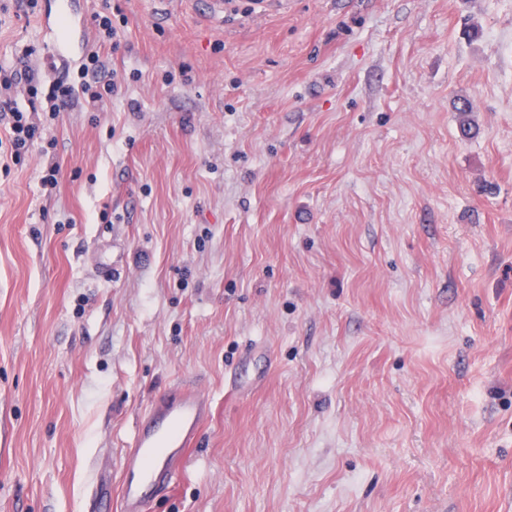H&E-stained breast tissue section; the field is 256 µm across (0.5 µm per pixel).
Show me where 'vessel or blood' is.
I'll return each instance as SVG.
<instances>
[{"label": "vessel or blood", "mask_w": 512, "mask_h": 512, "mask_svg": "<svg viewBox=\"0 0 512 512\" xmlns=\"http://www.w3.org/2000/svg\"><path fill=\"white\" fill-rule=\"evenodd\" d=\"M211 411L201 387L180 383L138 418L125 451L120 487L122 512H146L155 490L178 475L181 451L194 444Z\"/></svg>", "instance_id": "1"}]
</instances>
